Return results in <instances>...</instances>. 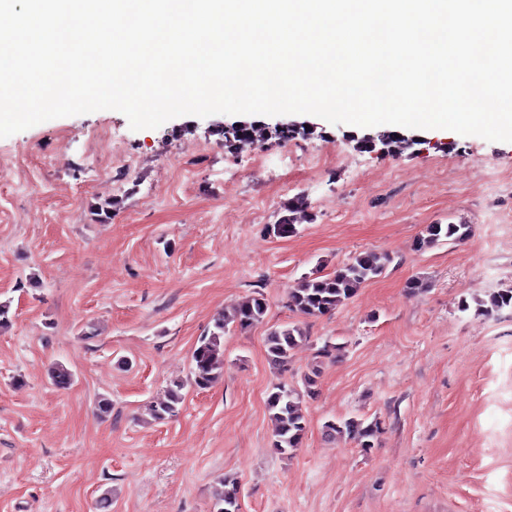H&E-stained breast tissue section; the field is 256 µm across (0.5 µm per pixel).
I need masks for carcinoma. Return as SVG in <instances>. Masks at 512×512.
<instances>
[{
	"label": "carcinoma",
	"mask_w": 512,
	"mask_h": 512,
	"mask_svg": "<svg viewBox=\"0 0 512 512\" xmlns=\"http://www.w3.org/2000/svg\"><path fill=\"white\" fill-rule=\"evenodd\" d=\"M381 141L386 151L391 153L402 151L407 146V139L398 131L382 133ZM305 207L306 201L302 196L288 202V215L280 223L272 225L273 233L284 235L293 232L294 226L301 223ZM468 234L469 226L466 224H430L417 239L415 247L421 251L444 239L463 240ZM389 262L390 259L385 254L368 250L356 253L332 274L303 277L296 287L289 289L288 306L306 317L328 314L344 301L351 299L364 284L382 275ZM474 303L476 310L485 315H498L505 309L512 310V289L477 298ZM267 310L265 296L258 293L235 304L231 312L216 318L213 328L199 336L196 342L192 353L190 385L199 390L212 386L224 370L226 328L232 325L240 330H249L264 321ZM304 339L306 336L296 326H284L270 331L265 340L269 363L278 370L287 367L291 351ZM49 376L51 384L58 389H67L73 382L72 372L59 363L52 367ZM303 385L304 390L300 391L285 383H278L272 386L267 397V406L274 420L272 445L281 455L300 447L307 430V418L301 401L304 396L314 394V376H305ZM184 388V382H174L163 396L153 402L151 413L154 419L165 420L179 413L184 401ZM382 432L383 422L377 418L367 421L352 417L325 425L327 437L345 436L356 442L365 452L375 447ZM217 504L223 506V512H231L238 504L236 482H230V487L218 494Z\"/></svg>",
	"instance_id": "carcinoma-1"
}]
</instances>
